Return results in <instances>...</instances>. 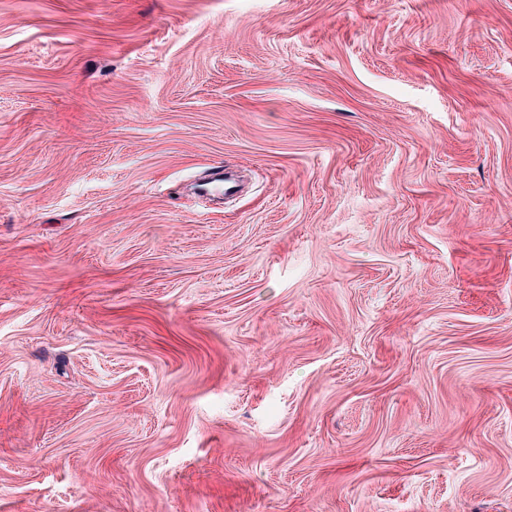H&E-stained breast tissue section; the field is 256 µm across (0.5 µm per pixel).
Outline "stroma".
I'll return each mask as SVG.
<instances>
[{"label": "stroma", "instance_id": "1", "mask_svg": "<svg viewBox=\"0 0 512 512\" xmlns=\"http://www.w3.org/2000/svg\"><path fill=\"white\" fill-rule=\"evenodd\" d=\"M0 512H512V0H0Z\"/></svg>", "mask_w": 512, "mask_h": 512}]
</instances>
